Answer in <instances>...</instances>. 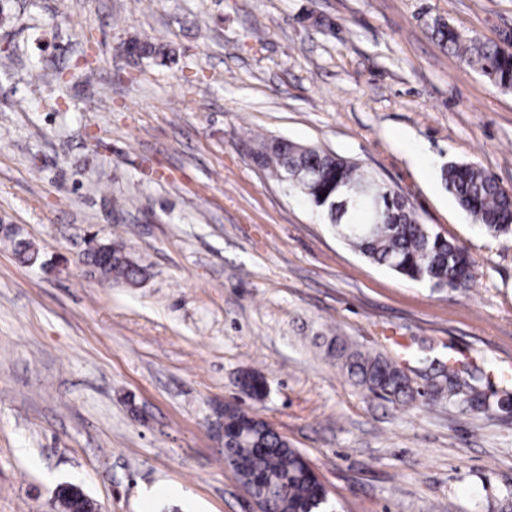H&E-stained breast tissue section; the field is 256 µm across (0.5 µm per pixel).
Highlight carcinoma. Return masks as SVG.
Here are the masks:
<instances>
[{
	"label": "carcinoma",
	"mask_w": 512,
	"mask_h": 512,
	"mask_svg": "<svg viewBox=\"0 0 512 512\" xmlns=\"http://www.w3.org/2000/svg\"><path fill=\"white\" fill-rule=\"evenodd\" d=\"M439 42L462 63L491 85L512 90V51L493 40L464 39L452 27L434 30ZM253 162L280 180L287 173L311 171L315 178L288 185L364 257L375 264L431 288L466 290L473 281V265L467 250L421 224L408 200L379 182L359 164L333 153L279 138L262 139L252 152ZM444 188L458 205L479 223L490 237L512 235V193L497 177L474 162L448 161L441 166ZM325 198H320V195ZM349 199L344 211H333L332 202ZM15 254L28 261L31 242L6 235ZM83 263L103 280L139 283L144 270L121 245L105 259L84 254ZM329 352L342 361L350 378L370 393L403 403L415 396L402 369L381 356L352 350L334 342ZM433 374L427 400L448 393V402L470 411H488L491 403L481 390L485 371L475 367L457 370L442 362L430 363ZM244 387L260 397L264 379L244 374ZM224 459L237 478L254 495L271 503L272 512H328V493L317 473L297 449L291 447L266 422L239 405L224 403Z\"/></svg>",
	"instance_id": "cac0c4a2"
}]
</instances>
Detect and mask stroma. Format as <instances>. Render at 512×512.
<instances>
[{"label": "stroma", "instance_id": "35a3bbf8", "mask_svg": "<svg viewBox=\"0 0 512 512\" xmlns=\"http://www.w3.org/2000/svg\"><path fill=\"white\" fill-rule=\"evenodd\" d=\"M512 37V0H0V512H255L214 410L238 401L308 460L335 512H500L512 493V237L485 235L440 166L512 189V91L433 34ZM135 39L172 50L159 63ZM319 147L463 245L469 291L364 258L250 157ZM147 271L104 284L85 238ZM475 363L492 410L355 385L335 339ZM264 376L254 399L242 373Z\"/></svg>", "mask_w": 512, "mask_h": 512}]
</instances>
